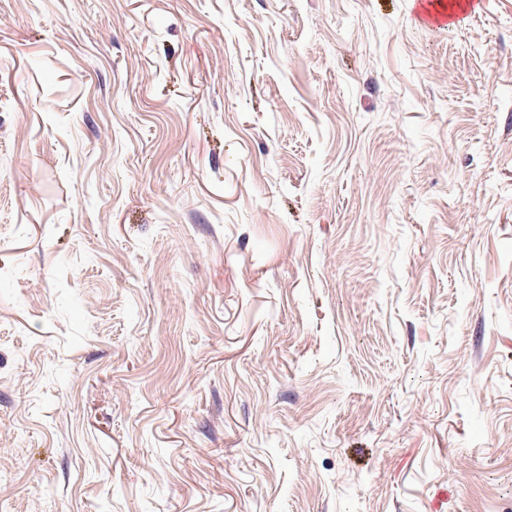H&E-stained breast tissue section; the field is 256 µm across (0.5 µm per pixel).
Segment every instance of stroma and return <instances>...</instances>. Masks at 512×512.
I'll use <instances>...</instances> for the list:
<instances>
[{
    "mask_svg": "<svg viewBox=\"0 0 512 512\" xmlns=\"http://www.w3.org/2000/svg\"><path fill=\"white\" fill-rule=\"evenodd\" d=\"M469 2L0 0V512H512Z\"/></svg>",
    "mask_w": 512,
    "mask_h": 512,
    "instance_id": "35a3bbf8",
    "label": "stroma"
}]
</instances>
